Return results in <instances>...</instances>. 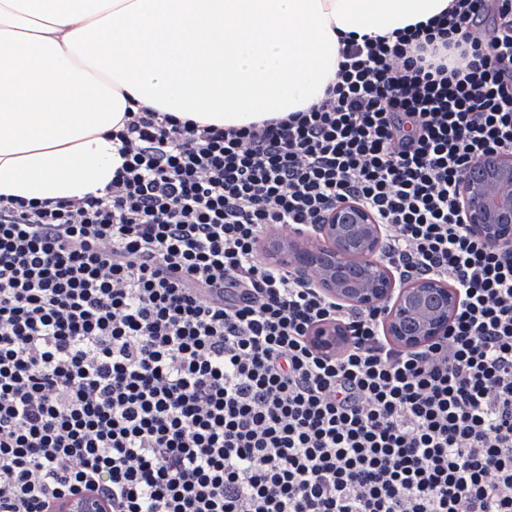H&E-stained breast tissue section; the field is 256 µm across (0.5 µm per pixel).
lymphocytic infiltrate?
Masks as SVG:
<instances>
[{"instance_id": "lymphocytic-infiltrate-1", "label": "lymphocytic infiltrate", "mask_w": 512, "mask_h": 512, "mask_svg": "<svg viewBox=\"0 0 512 512\" xmlns=\"http://www.w3.org/2000/svg\"><path fill=\"white\" fill-rule=\"evenodd\" d=\"M340 57L319 103L244 128L127 109L102 194L0 196V512H512V244L458 207L512 153V0ZM343 199L398 280L459 290L447 335L397 349L384 307L264 258ZM349 342V334L340 323L318 325L310 336L311 345L319 352L333 354Z\"/></svg>"}]
</instances>
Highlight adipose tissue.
<instances>
[{"mask_svg": "<svg viewBox=\"0 0 512 512\" xmlns=\"http://www.w3.org/2000/svg\"><path fill=\"white\" fill-rule=\"evenodd\" d=\"M452 0H0V195L104 189L127 98L242 127L303 111L344 38L427 23Z\"/></svg>", "mask_w": 512, "mask_h": 512, "instance_id": "ef3b65f1", "label": "adipose tissue"}]
</instances>
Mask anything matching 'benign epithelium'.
Returning <instances> with one entry per match:
<instances>
[{
    "mask_svg": "<svg viewBox=\"0 0 512 512\" xmlns=\"http://www.w3.org/2000/svg\"><path fill=\"white\" fill-rule=\"evenodd\" d=\"M464 223L490 242L512 244V154L484 157L469 167L460 183ZM383 227L362 204L341 201L313 237H277L266 242V255L292 265L324 294L359 308L388 305L382 331L402 350L419 349L448 331L458 311V289L436 279L397 281L377 260ZM349 342L340 323L318 325L310 336L319 352L333 354Z\"/></svg>",
    "mask_w": 512,
    "mask_h": 512,
    "instance_id": "1",
    "label": "benign epithelium"
}]
</instances>
